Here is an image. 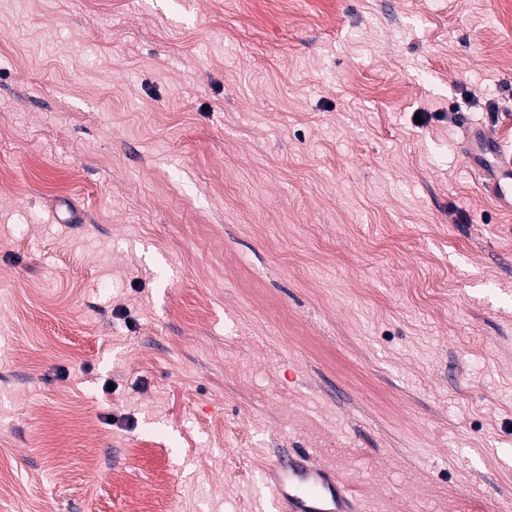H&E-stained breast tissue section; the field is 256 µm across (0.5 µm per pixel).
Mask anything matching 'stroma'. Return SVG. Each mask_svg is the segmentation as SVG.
<instances>
[{"label":"stroma","mask_w":512,"mask_h":512,"mask_svg":"<svg viewBox=\"0 0 512 512\" xmlns=\"http://www.w3.org/2000/svg\"><path fill=\"white\" fill-rule=\"evenodd\" d=\"M512 0H0V512H512ZM68 205L78 215L62 224ZM465 157L478 173L481 187L502 208L512 210V156L501 142L479 125H468ZM269 478L274 511H358L352 487L305 453L294 451L279 457L269 472Z\"/></svg>","instance_id":"obj_1"}]
</instances>
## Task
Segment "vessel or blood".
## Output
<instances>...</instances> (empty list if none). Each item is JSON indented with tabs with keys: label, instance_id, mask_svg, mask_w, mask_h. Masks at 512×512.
<instances>
[{
	"label": "vessel or blood",
	"instance_id": "1",
	"mask_svg": "<svg viewBox=\"0 0 512 512\" xmlns=\"http://www.w3.org/2000/svg\"><path fill=\"white\" fill-rule=\"evenodd\" d=\"M465 157L478 173L483 191L511 211L512 155L501 142L482 126H467ZM269 478L275 512H358L352 487L305 453L279 457Z\"/></svg>",
	"mask_w": 512,
	"mask_h": 512
}]
</instances>
